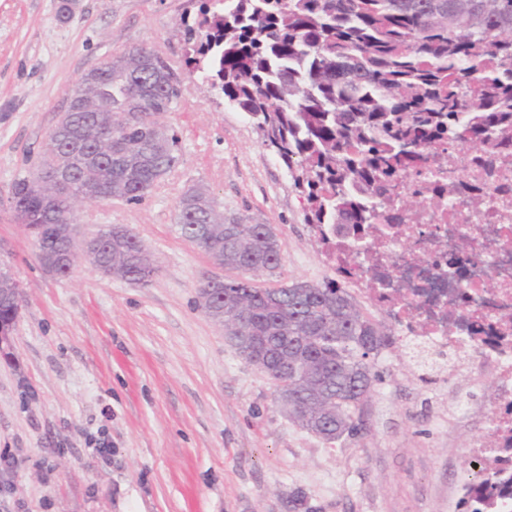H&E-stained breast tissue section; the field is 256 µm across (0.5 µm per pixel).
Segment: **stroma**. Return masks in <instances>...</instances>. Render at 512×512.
Wrapping results in <instances>:
<instances>
[{"label": "stroma", "mask_w": 512, "mask_h": 512, "mask_svg": "<svg viewBox=\"0 0 512 512\" xmlns=\"http://www.w3.org/2000/svg\"><path fill=\"white\" fill-rule=\"evenodd\" d=\"M201 0H0V263L23 291L13 346L0 356V512H467L448 489L476 466L489 380L454 355L419 364L395 340L375 361L365 425L332 442L294 423L273 383L197 305L219 273L175 223L205 184L221 210L271 225L282 263L260 288L336 276L306 224L290 173L255 124L199 75L165 117L181 165L142 202L84 203L77 235L127 227L153 260L148 286L78 260L44 270L12 204L15 179L42 162L80 76L139 46L181 67L185 16ZM107 453H98L99 443Z\"/></svg>", "instance_id": "1"}]
</instances>
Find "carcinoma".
Listing matches in <instances>:
<instances>
[{"label": "carcinoma", "instance_id": "cac0c4a2", "mask_svg": "<svg viewBox=\"0 0 512 512\" xmlns=\"http://www.w3.org/2000/svg\"><path fill=\"white\" fill-rule=\"evenodd\" d=\"M182 26L183 70L252 119L330 256L336 225L364 244L372 225L393 223L402 175L445 147L512 146V0H202ZM185 92L181 74L143 47L83 75L72 89L82 107L56 123L49 142L66 149L72 131L98 126L112 136V155L93 182L76 175L74 192L143 201L180 163L177 136L155 117ZM30 179L15 181L14 208L48 260L64 248L58 225L77 223V214L34 193ZM176 224L214 262L245 274L214 289L205 313L251 337L262 361L288 358L289 417L326 441L356 435L374 361L393 337L335 280H297L274 294L242 287L246 275L279 268V240L269 224L219 211L204 186L182 192ZM99 247L128 282H151L155 268L127 228L101 230ZM465 499L470 512H512V475L497 459L485 462Z\"/></svg>", "mask_w": 512, "mask_h": 512}]
</instances>
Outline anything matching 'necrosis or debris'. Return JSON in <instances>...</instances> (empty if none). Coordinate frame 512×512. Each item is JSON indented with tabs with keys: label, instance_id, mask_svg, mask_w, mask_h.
<instances>
[{
	"label": "necrosis or debris",
	"instance_id": "4bbe7bcc",
	"mask_svg": "<svg viewBox=\"0 0 512 512\" xmlns=\"http://www.w3.org/2000/svg\"><path fill=\"white\" fill-rule=\"evenodd\" d=\"M402 190L414 206L401 223L375 225L369 253L348 258L345 285L409 345L454 351L491 376L489 433L471 438L466 452L493 456L512 439V329L498 332L512 319V161L464 143L406 174ZM473 192L481 209L468 203Z\"/></svg>",
	"mask_w": 512,
	"mask_h": 512
}]
</instances>
